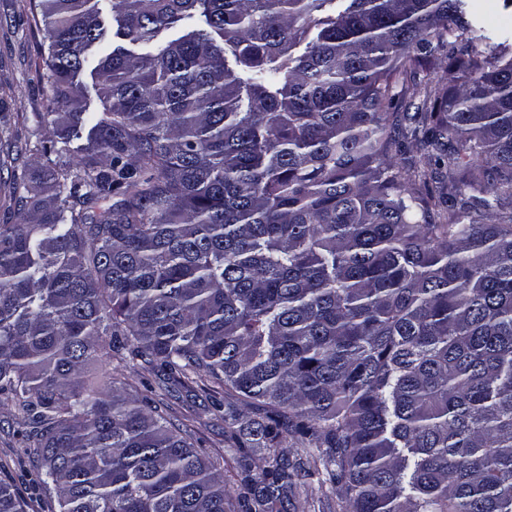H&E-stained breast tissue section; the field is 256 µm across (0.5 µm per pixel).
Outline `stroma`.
<instances>
[{
    "mask_svg": "<svg viewBox=\"0 0 512 512\" xmlns=\"http://www.w3.org/2000/svg\"><path fill=\"white\" fill-rule=\"evenodd\" d=\"M45 46V29L33 16L32 0H0V224L16 221L9 208L15 171L41 160L40 155L26 152L27 143L44 140L73 159L86 143L82 137L62 139L51 123V89L42 77ZM111 376L126 382L129 392L147 398L158 413L185 431L194 448L223 473L232 494L241 492L247 475L268 467L266 451H242L231 440L233 430L253 419L254 410L242 401H229L222 387L197 377L182 384L163 379L157 369L129 354L109 364L91 362L83 374L84 380L97 383ZM228 403L237 416L232 423L224 419L223 407ZM29 429L27 417L14 403L0 401V479L15 486L27 512H55L54 499L33 492L36 459L18 458ZM287 447L290 461L308 475L286 491L279 512H346L341 487L311 474L319 465L314 445L292 438Z\"/></svg>",
    "mask_w": 512,
    "mask_h": 512,
    "instance_id": "35a3bbf8",
    "label": "stroma"
}]
</instances>
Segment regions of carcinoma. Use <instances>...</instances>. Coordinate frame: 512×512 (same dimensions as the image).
I'll use <instances>...</instances> for the list:
<instances>
[{
  "instance_id": "cac0c4a2",
  "label": "carcinoma",
  "mask_w": 512,
  "mask_h": 512,
  "mask_svg": "<svg viewBox=\"0 0 512 512\" xmlns=\"http://www.w3.org/2000/svg\"><path fill=\"white\" fill-rule=\"evenodd\" d=\"M99 2L34 0L52 123L90 129L0 224V396L58 512L229 507L161 415L79 379L121 344L258 412L262 505L292 435L347 512H512V47L467 0H112L91 119ZM0 512H26L2 481Z\"/></svg>"
}]
</instances>
